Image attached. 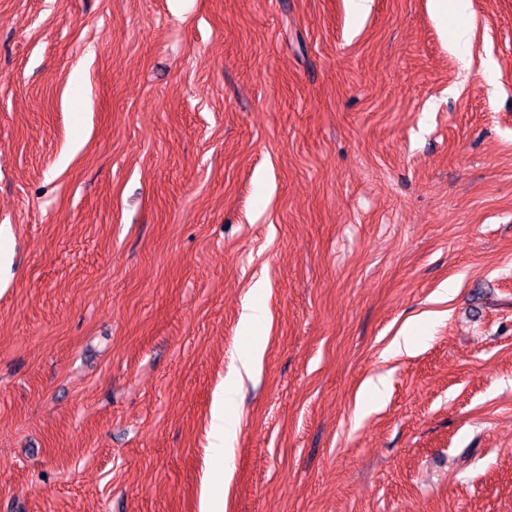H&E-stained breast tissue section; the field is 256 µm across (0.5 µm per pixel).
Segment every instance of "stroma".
Segmentation results:
<instances>
[{"instance_id":"obj_1","label":"stroma","mask_w":512,"mask_h":512,"mask_svg":"<svg viewBox=\"0 0 512 512\" xmlns=\"http://www.w3.org/2000/svg\"><path fill=\"white\" fill-rule=\"evenodd\" d=\"M256 340L224 512H512V0H0V512H200Z\"/></svg>"}]
</instances>
